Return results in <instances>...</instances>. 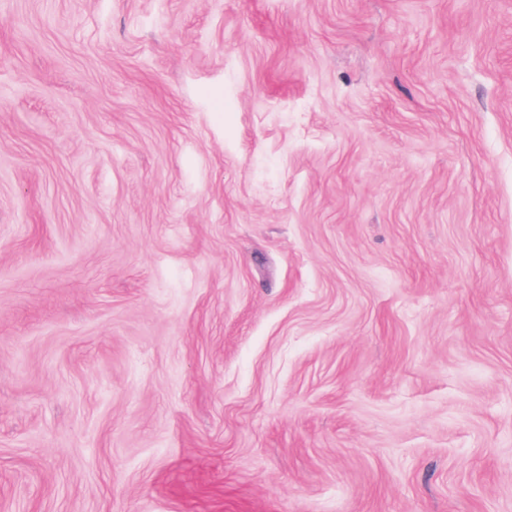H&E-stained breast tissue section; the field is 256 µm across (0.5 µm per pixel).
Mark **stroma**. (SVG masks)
<instances>
[{
	"label": "stroma",
	"instance_id": "35a3bbf8",
	"mask_svg": "<svg viewBox=\"0 0 512 512\" xmlns=\"http://www.w3.org/2000/svg\"><path fill=\"white\" fill-rule=\"evenodd\" d=\"M0 512H512V0H0Z\"/></svg>",
	"mask_w": 512,
	"mask_h": 512
}]
</instances>
